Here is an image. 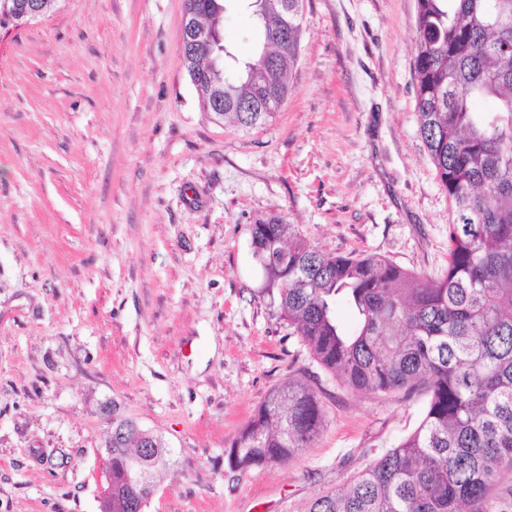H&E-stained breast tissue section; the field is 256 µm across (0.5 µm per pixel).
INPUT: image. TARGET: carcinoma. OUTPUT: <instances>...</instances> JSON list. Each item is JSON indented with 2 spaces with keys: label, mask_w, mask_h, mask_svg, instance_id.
Returning a JSON list of instances; mask_svg holds the SVG:
<instances>
[{
  "label": "carcinoma",
  "mask_w": 512,
  "mask_h": 512,
  "mask_svg": "<svg viewBox=\"0 0 512 512\" xmlns=\"http://www.w3.org/2000/svg\"><path fill=\"white\" fill-rule=\"evenodd\" d=\"M257 23L256 52L181 48L208 109L224 90V120L241 129L275 116L300 55L303 0H239ZM419 133L448 194V271L410 273L376 255H336L270 215L251 225L262 293L316 361L345 386L382 397L419 390L416 429L307 512H497L489 490L512 467V0H417ZM223 51L224 66L210 64ZM491 98L488 112L475 108ZM343 302L353 329L337 319ZM325 425L302 378L269 393L227 451L247 472L288 462ZM112 497L105 512H145L155 477L170 468L163 440L112 416L105 440Z\"/></svg>",
  "instance_id": "obj_1"
}]
</instances>
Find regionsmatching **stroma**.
Segmentation results:
<instances>
[{
    "label": "stroma",
    "instance_id": "1",
    "mask_svg": "<svg viewBox=\"0 0 512 512\" xmlns=\"http://www.w3.org/2000/svg\"><path fill=\"white\" fill-rule=\"evenodd\" d=\"M185 0H60L0 25V512H101L113 414L174 463L146 512H305L419 423L323 370L262 297L249 226L448 270L450 206L418 131L417 0H304L276 118L201 108L180 51ZM243 57L254 23L227 10ZM303 378L326 424L282 465L224 451Z\"/></svg>",
    "mask_w": 512,
    "mask_h": 512
}]
</instances>
